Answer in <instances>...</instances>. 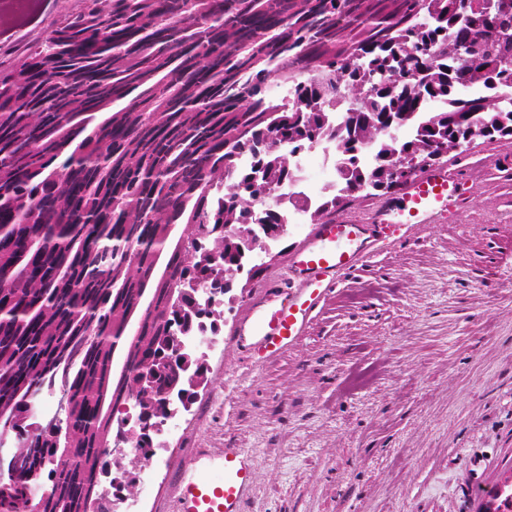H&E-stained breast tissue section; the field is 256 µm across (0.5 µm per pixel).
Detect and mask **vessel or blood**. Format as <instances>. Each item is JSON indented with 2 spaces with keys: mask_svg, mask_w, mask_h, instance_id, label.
<instances>
[{
  "mask_svg": "<svg viewBox=\"0 0 512 512\" xmlns=\"http://www.w3.org/2000/svg\"><path fill=\"white\" fill-rule=\"evenodd\" d=\"M457 200L453 173L436 169L412 182L399 205L380 206L366 215L317 225L291 258L283 283L268 286L261 304L245 321L254 336V351L274 353L293 343L314 312L382 239L408 224H427L447 214ZM208 476L186 471L175 501V512H241L253 480L252 455L244 448L225 449L209 459Z\"/></svg>",
  "mask_w": 512,
  "mask_h": 512,
  "instance_id": "b4317fda",
  "label": "vessel or blood"
}]
</instances>
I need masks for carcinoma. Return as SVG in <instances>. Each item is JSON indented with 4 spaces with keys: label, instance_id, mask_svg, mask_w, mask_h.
<instances>
[{
    "label": "carcinoma",
    "instance_id": "carcinoma-1",
    "mask_svg": "<svg viewBox=\"0 0 512 512\" xmlns=\"http://www.w3.org/2000/svg\"><path fill=\"white\" fill-rule=\"evenodd\" d=\"M84 0L39 48L0 72V412L26 428L30 389L65 388L66 443L46 423L29 445L47 460L44 512H82L112 467L108 412L133 394L166 412L180 353L159 352L192 325L171 303L185 282L224 289L238 269L221 236L203 264L174 248L177 224H238L296 175L295 154L337 131L336 81L356 102L340 141L339 188L309 204L322 224L363 182L435 147L448 154L474 123L501 137L512 108H490L499 61L512 56V8L491 28L454 26V0ZM455 40L484 45L483 63L454 64ZM432 60L419 90L397 58ZM487 90L462 97L463 82ZM285 85L292 104L271 94ZM406 120L407 138L388 128ZM375 148L368 159L362 147ZM247 156L250 164L240 165ZM264 164L265 181L253 180ZM122 356L124 373L114 370ZM63 459L54 464L52 459Z\"/></svg>",
    "mask_w": 512,
    "mask_h": 512
}]
</instances>
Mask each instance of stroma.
Returning <instances> with one entry per match:
<instances>
[{"instance_id": "1", "label": "stroma", "mask_w": 512, "mask_h": 512, "mask_svg": "<svg viewBox=\"0 0 512 512\" xmlns=\"http://www.w3.org/2000/svg\"><path fill=\"white\" fill-rule=\"evenodd\" d=\"M84 0H0V72ZM440 167L464 179L450 214L367 255L304 335L254 359L240 323L312 224H292L261 273L221 304L207 383L138 488L174 512L197 455L245 448L242 512H477L512 469V140H478Z\"/></svg>"}]
</instances>
